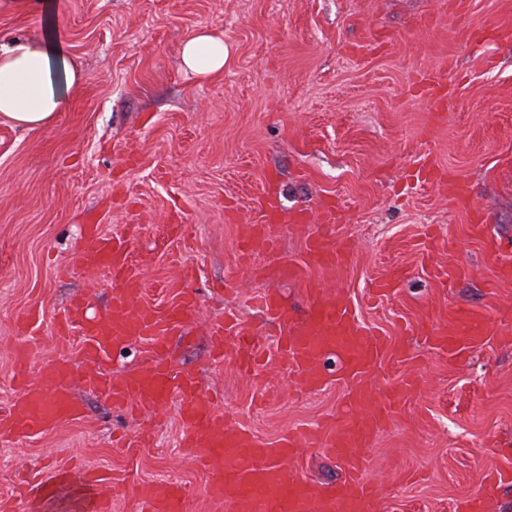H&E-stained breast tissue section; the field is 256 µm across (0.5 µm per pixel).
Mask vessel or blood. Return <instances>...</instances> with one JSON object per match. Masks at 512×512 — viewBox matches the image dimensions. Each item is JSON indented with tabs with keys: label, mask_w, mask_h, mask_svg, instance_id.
I'll use <instances>...</instances> for the list:
<instances>
[{
	"label": "vessel or blood",
	"mask_w": 512,
	"mask_h": 512,
	"mask_svg": "<svg viewBox=\"0 0 512 512\" xmlns=\"http://www.w3.org/2000/svg\"><path fill=\"white\" fill-rule=\"evenodd\" d=\"M258 207L261 218L251 226L244 241L248 247L259 240L270 242V227L279 219V208L269 197H262ZM335 222V209H325L322 229L307 238L305 264L271 265L263 271L270 283L284 276L306 283L305 317L296 318L271 287L260 295L258 307L275 323L276 348L299 389L323 387L325 358H339L343 372L353 383L348 394L352 414L320 429L291 430L271 445L247 429L228 423L194 373L175 371L166 364L168 341L181 334L186 316L196 309L195 295L180 293L163 310L146 306L141 278L128 263L125 239L96 235L80 255L85 267L108 272L110 287V302L104 313L87 317L86 305L78 299L58 322L60 331L80 339L79 353L90 366L85 385L115 408L144 414L155 411L167 399H177L184 442L193 448L212 477L206 494L214 504H231L237 512H372L374 508V495L362 473L368 464V450L399 404L402 391L390 388L375 394L367 377L383 356V337L364 325L350 299L308 281L309 268H335L346 259L348 246L335 238ZM511 333L510 311L476 319L470 311L456 307L449 308L440 322L429 324L423 331L435 348L452 357L492 337ZM228 335L237 338L243 362L255 361L261 354V345L250 340L239 318L230 314L211 326L216 360L224 358V338ZM132 343L147 344V365L112 375L105 365L113 349ZM73 381L65 358L44 366L40 381L20 379L17 398L8 414L0 415V435L29 437L78 418L81 408L72 393ZM305 448H322L340 459L345 466L344 480L328 488L289 469V462ZM70 486L77 492L76 512H111L108 498L95 481L68 471L21 480L16 490L29 499L53 496ZM135 495L143 512L185 509L180 489L170 483L142 485Z\"/></svg>",
	"instance_id": "1"
}]
</instances>
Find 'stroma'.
Here are the masks:
<instances>
[{"label":"stroma","instance_id":"35a3bbf8","mask_svg":"<svg viewBox=\"0 0 512 512\" xmlns=\"http://www.w3.org/2000/svg\"><path fill=\"white\" fill-rule=\"evenodd\" d=\"M42 20L0 6V32L24 37L48 25L63 37L83 86L54 121L21 129L0 122V408L14 399L20 325L42 313L27 375L60 357L77 358V338L55 331L77 297L90 313L110 301L105 272L78 263L88 225L127 240L145 281L144 301L166 308L180 292L198 298L181 335L170 339L176 368L197 372L224 396L222 411L267 442L343 415L350 383L324 365L326 385L300 393L272 350L274 323L256 306L272 263H299L312 226L276 224L274 249L242 244L273 187L289 212L342 213L336 238L351 251L336 271L310 279L347 295L364 324L389 339L370 379L377 390L412 380L377 436L367 478L377 512H512V481L490 483L512 462V337L460 358L432 348L418 321L448 307L489 315L512 308V0H50ZM223 36V74L196 76L181 61L198 31ZM388 42L377 47L374 36ZM444 87L435 120L424 75ZM431 182L416 180L423 160ZM466 183L489 222L476 233L468 210L448 196ZM497 240L488 257L486 239ZM450 271L448 282L436 269ZM393 292L372 287L392 274ZM234 312L268 343L263 367L210 359L209 324ZM78 420L29 437L0 436V503L28 470L69 464L111 477L112 512H139L143 483L178 485L187 512H218L208 481L182 445L176 403L153 418L112 408L76 385ZM295 469L323 485L344 477L324 449Z\"/></svg>","mask_w":512,"mask_h":512}]
</instances>
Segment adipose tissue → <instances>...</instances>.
Masks as SVG:
<instances>
[{
	"instance_id": "ef3b65f1",
	"label": "adipose tissue",
	"mask_w": 512,
	"mask_h": 512,
	"mask_svg": "<svg viewBox=\"0 0 512 512\" xmlns=\"http://www.w3.org/2000/svg\"><path fill=\"white\" fill-rule=\"evenodd\" d=\"M185 68L214 76L224 70V40L201 32L182 47ZM82 77L61 37L0 35V120L20 128L50 124L79 90Z\"/></svg>"
}]
</instances>
